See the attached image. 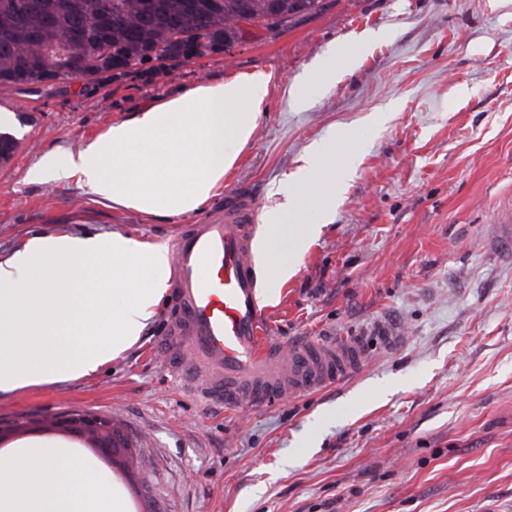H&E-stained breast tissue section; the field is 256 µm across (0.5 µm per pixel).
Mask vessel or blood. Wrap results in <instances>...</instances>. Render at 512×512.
I'll use <instances>...</instances> for the list:
<instances>
[{
	"label": "vessel or blood",
	"instance_id": "obj_1",
	"mask_svg": "<svg viewBox=\"0 0 512 512\" xmlns=\"http://www.w3.org/2000/svg\"><path fill=\"white\" fill-rule=\"evenodd\" d=\"M258 206L241 189L198 224L181 225L171 252L176 312L160 349L207 396L244 407L270 406L347 378L364 364L357 343L272 347L262 334L257 274Z\"/></svg>",
	"mask_w": 512,
	"mask_h": 512
}]
</instances>
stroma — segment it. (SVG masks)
<instances>
[{
    "mask_svg": "<svg viewBox=\"0 0 512 512\" xmlns=\"http://www.w3.org/2000/svg\"><path fill=\"white\" fill-rule=\"evenodd\" d=\"M351 62L305 108L295 90L332 48ZM269 78L250 144L225 174L259 209L320 143L347 154L334 214L296 269L262 295L285 347L359 340L362 369L320 391L248 408L190 388L158 349L172 300L94 378L0 397L8 447L111 417L132 460L107 474L127 512H512V0H323L231 50L42 92L0 87V256L36 235L116 232L171 247L184 219L99 203L69 176L30 180L46 154L78 149L169 92ZM354 144H347V137Z\"/></svg>",
    "mask_w": 512,
    "mask_h": 512,
    "instance_id": "obj_1",
    "label": "stroma"
}]
</instances>
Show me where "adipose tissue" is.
Returning <instances> with one entry per match:
<instances>
[{
	"instance_id": "obj_1",
	"label": "adipose tissue",
	"mask_w": 512,
	"mask_h": 512,
	"mask_svg": "<svg viewBox=\"0 0 512 512\" xmlns=\"http://www.w3.org/2000/svg\"><path fill=\"white\" fill-rule=\"evenodd\" d=\"M267 81L243 77L167 95L78 150L50 153L33 181L78 176L98 200L175 218L203 208L250 143ZM342 170L335 144L308 155L263 215L270 279L287 281L316 220L329 217ZM168 253L117 233L31 238L0 258V395L86 379L130 347L165 290ZM0 512H126L119 492L62 445L0 456Z\"/></svg>"
}]
</instances>
